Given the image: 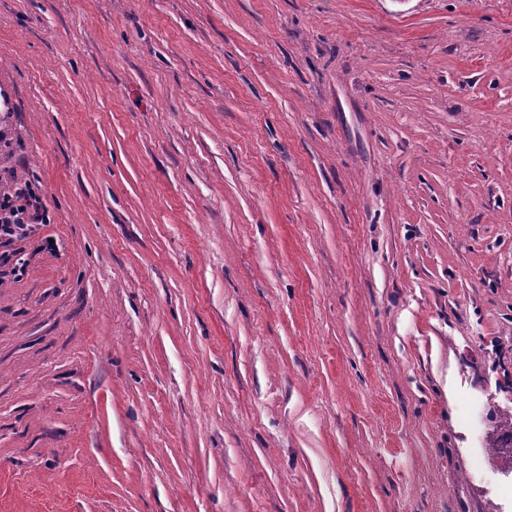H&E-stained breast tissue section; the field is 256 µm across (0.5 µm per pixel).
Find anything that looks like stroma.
Returning a JSON list of instances; mask_svg holds the SVG:
<instances>
[{"label":"stroma","instance_id":"1","mask_svg":"<svg viewBox=\"0 0 512 512\" xmlns=\"http://www.w3.org/2000/svg\"><path fill=\"white\" fill-rule=\"evenodd\" d=\"M0 97V512H512V0H0ZM49 212L40 204L39 181L19 180L0 173V246L24 241L40 224H50ZM16 251L4 250L0 253V283L12 276L19 278L25 272V264Z\"/></svg>","mask_w":512,"mask_h":512}]
</instances>
